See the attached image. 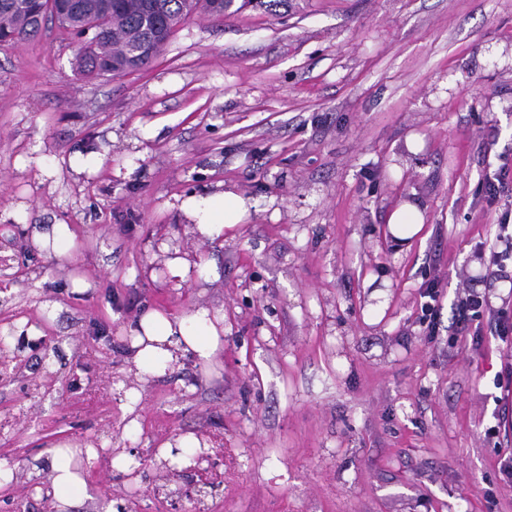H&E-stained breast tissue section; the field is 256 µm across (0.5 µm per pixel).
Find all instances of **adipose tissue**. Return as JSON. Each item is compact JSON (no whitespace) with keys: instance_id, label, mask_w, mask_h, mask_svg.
Segmentation results:
<instances>
[{"instance_id":"adipose-tissue-1","label":"adipose tissue","mask_w":512,"mask_h":512,"mask_svg":"<svg viewBox=\"0 0 512 512\" xmlns=\"http://www.w3.org/2000/svg\"><path fill=\"white\" fill-rule=\"evenodd\" d=\"M181 208L195 221L197 230L210 239L221 236L225 228L238 224L248 211L245 200L230 192L216 196H191L182 201ZM133 334L136 338L133 362L142 372L172 362L173 352L179 348L193 352L204 364L212 363L220 349L217 330L204 311L187 317H170L150 310L139 318ZM78 454V449L63 445L50 450L52 464L45 482L58 512H66L75 496L86 489L82 467L74 462Z\"/></svg>"}]
</instances>
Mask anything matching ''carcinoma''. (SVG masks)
Listing matches in <instances>:
<instances>
[{
	"instance_id": "cac0c4a2",
	"label": "carcinoma",
	"mask_w": 512,
	"mask_h": 512,
	"mask_svg": "<svg viewBox=\"0 0 512 512\" xmlns=\"http://www.w3.org/2000/svg\"><path fill=\"white\" fill-rule=\"evenodd\" d=\"M49 0H0V46L34 39L46 30L53 14ZM68 28L92 33L80 47L82 71L120 76L149 67L160 55L175 27L197 10L224 16L234 0H66Z\"/></svg>"
}]
</instances>
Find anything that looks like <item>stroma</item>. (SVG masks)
Returning <instances> with one entry per match:
<instances>
[{"instance_id":"35a3bbf8","label":"stroma","mask_w":512,"mask_h":512,"mask_svg":"<svg viewBox=\"0 0 512 512\" xmlns=\"http://www.w3.org/2000/svg\"><path fill=\"white\" fill-rule=\"evenodd\" d=\"M80 43L52 25L0 50V455L27 456L0 512H52L58 444L98 451L68 512L130 491L171 512L164 470L129 484L105 452L187 436L224 445L207 512H512V345L449 334L468 291L512 312V258L486 275L512 184L482 190L512 168V0L197 13L116 77L80 73ZM221 192L248 212L211 240L180 204ZM151 309L208 311L212 363L138 372ZM419 215L416 206L403 205L395 210L390 217V225L394 237L400 241L411 238L420 230Z\"/></svg>"}]
</instances>
